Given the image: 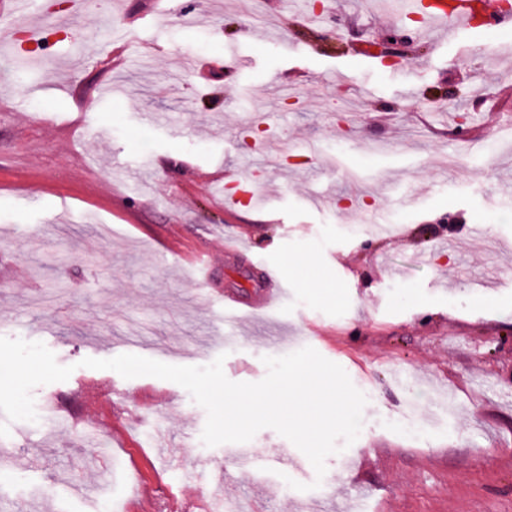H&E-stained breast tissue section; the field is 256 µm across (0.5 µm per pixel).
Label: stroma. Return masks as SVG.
Masks as SVG:
<instances>
[{
	"label": "stroma",
	"mask_w": 512,
	"mask_h": 512,
	"mask_svg": "<svg viewBox=\"0 0 512 512\" xmlns=\"http://www.w3.org/2000/svg\"><path fill=\"white\" fill-rule=\"evenodd\" d=\"M402 2L325 0L322 21L312 0H83L36 51L0 19V337L73 368L0 437V512L126 505L134 471L140 507L170 510L212 493L215 464L228 500L308 512L303 490L272 496L201 444L180 385L82 366L127 340L172 365L224 356L234 382L306 346L340 365L367 397L361 433L324 477L288 471L336 512H512V36L481 52L477 30ZM390 32L402 65L358 55ZM213 58L209 81L189 68ZM229 178L263 207L225 209ZM256 260L283 290L261 317ZM409 410L447 425L414 441L393 425Z\"/></svg>",
	"instance_id": "stroma-1"
}]
</instances>
